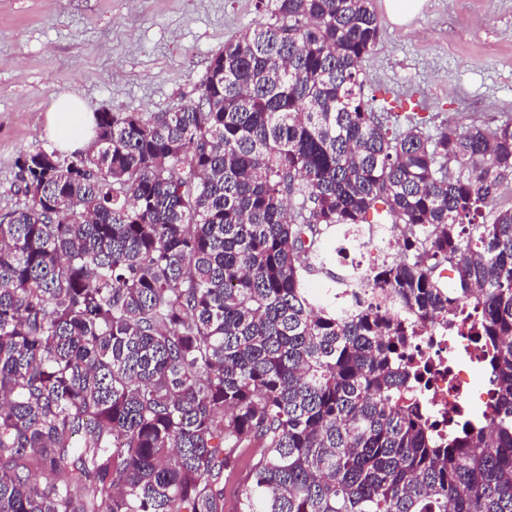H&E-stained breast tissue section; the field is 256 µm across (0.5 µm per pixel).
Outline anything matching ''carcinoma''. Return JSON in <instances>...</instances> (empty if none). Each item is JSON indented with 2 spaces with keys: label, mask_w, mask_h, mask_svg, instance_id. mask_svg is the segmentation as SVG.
I'll list each match as a JSON object with an SVG mask.
<instances>
[{
  "label": "carcinoma",
  "mask_w": 512,
  "mask_h": 512,
  "mask_svg": "<svg viewBox=\"0 0 512 512\" xmlns=\"http://www.w3.org/2000/svg\"><path fill=\"white\" fill-rule=\"evenodd\" d=\"M257 8L198 101L17 158L0 512H512V120L401 130L364 95L370 0ZM379 203L406 233L375 284L494 343L491 411L446 438L400 402L411 327L308 288Z\"/></svg>",
  "instance_id": "cac0c4a2"
}]
</instances>
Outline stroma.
Returning a JSON list of instances; mask_svg holds the SVG:
<instances>
[{"label":"stroma","instance_id":"1","mask_svg":"<svg viewBox=\"0 0 512 512\" xmlns=\"http://www.w3.org/2000/svg\"><path fill=\"white\" fill-rule=\"evenodd\" d=\"M361 64L365 95L465 131L512 119V0H425ZM257 0H0V214L23 200L16 161L54 151L46 115L63 94L98 113L171 112L195 102L225 43L266 21Z\"/></svg>","mask_w":512,"mask_h":512}]
</instances>
